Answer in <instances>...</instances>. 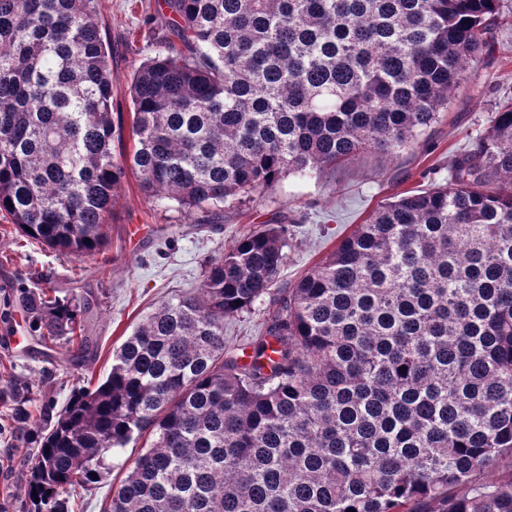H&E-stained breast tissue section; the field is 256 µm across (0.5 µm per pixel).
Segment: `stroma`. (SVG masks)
<instances>
[{
	"label": "stroma",
	"instance_id": "obj_1",
	"mask_svg": "<svg viewBox=\"0 0 512 512\" xmlns=\"http://www.w3.org/2000/svg\"><path fill=\"white\" fill-rule=\"evenodd\" d=\"M101 33L112 45V111L131 124L129 85L145 60L162 54L158 34L167 26L157 0H97ZM495 43L448 108L406 148L363 151L334 167L285 177L272 190L225 204L222 219L205 224L174 202L148 199L127 174L105 228L106 245L95 256L62 255L20 236L0 216V390L27 387L32 422L17 424L13 404L0 397V512H21L26 462L35 461L41 403L64 406L71 393L95 387L112 365V351L163 300L201 287L206 260L221 256L243 233L261 224L288 227V258L278 282L288 286L323 260L341 239L396 194L447 183L452 159L471 149L488 128L496 105L512 98V0H500ZM49 280L59 296L88 298L81 315L90 354L78 360L58 340L43 347L30 336L26 314L8 296L18 282ZM130 443L112 460L102 484L68 492L70 512H101L105 498L138 456Z\"/></svg>",
	"mask_w": 512,
	"mask_h": 512
}]
</instances>
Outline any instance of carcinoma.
Returning <instances> with one entry per match:
<instances>
[{"label":"carcinoma","mask_w":512,"mask_h":512,"mask_svg":"<svg viewBox=\"0 0 512 512\" xmlns=\"http://www.w3.org/2000/svg\"><path fill=\"white\" fill-rule=\"evenodd\" d=\"M497 2L163 0L127 160L95 0H0V211L90 256L129 169L214 219L290 174L401 149L492 45ZM287 248L286 225L257 227L146 316L36 432L27 512H69L60 491L101 483L140 439L102 512H512V470L483 480L512 458V99L448 184L393 197L279 288L243 358L224 318L271 293ZM19 292L33 331L88 353L71 301Z\"/></svg>","instance_id":"carcinoma-1"}]
</instances>
